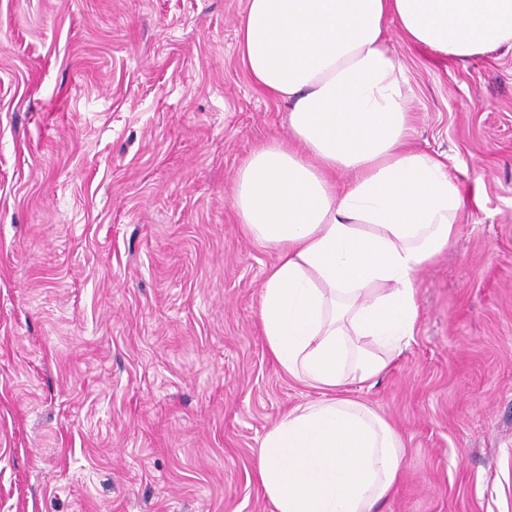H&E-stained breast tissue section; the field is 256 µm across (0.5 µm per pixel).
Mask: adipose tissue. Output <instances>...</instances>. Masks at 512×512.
<instances>
[{"mask_svg":"<svg viewBox=\"0 0 512 512\" xmlns=\"http://www.w3.org/2000/svg\"><path fill=\"white\" fill-rule=\"evenodd\" d=\"M438 58L512 49V0H248L238 53L289 109V135L252 152L233 205L278 250L260 320L281 370L325 391L264 435L274 512H371L402 442L350 385L382 375L419 318L415 278L457 234L472 197L411 145L412 90L388 25Z\"/></svg>","mask_w":512,"mask_h":512,"instance_id":"adipose-tissue-1","label":"adipose tissue"}]
</instances>
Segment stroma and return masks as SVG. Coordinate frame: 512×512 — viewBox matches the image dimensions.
Wrapping results in <instances>:
<instances>
[{
  "label": "stroma",
  "mask_w": 512,
  "mask_h": 512,
  "mask_svg": "<svg viewBox=\"0 0 512 512\" xmlns=\"http://www.w3.org/2000/svg\"><path fill=\"white\" fill-rule=\"evenodd\" d=\"M248 0H0V512H272L265 433L318 389L260 322L275 249L234 175L288 106L237 52ZM413 144L480 197L417 277L370 405L403 441L375 512H512V50L390 27Z\"/></svg>",
  "instance_id": "35a3bbf8"
}]
</instances>
